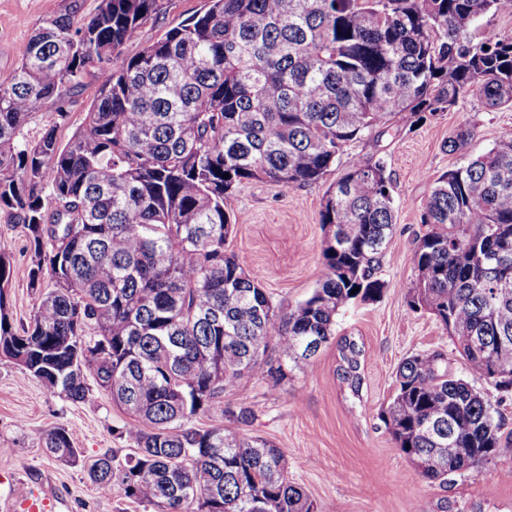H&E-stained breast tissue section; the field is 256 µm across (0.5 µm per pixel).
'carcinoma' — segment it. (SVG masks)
<instances>
[{"label": "carcinoma", "mask_w": 512, "mask_h": 512, "mask_svg": "<svg viewBox=\"0 0 512 512\" xmlns=\"http://www.w3.org/2000/svg\"><path fill=\"white\" fill-rule=\"evenodd\" d=\"M163 0H77L42 20L0 77V211L33 249L39 290L29 326L7 312L11 255L0 250V357L51 395L84 402L90 383L129 420L133 447L87 468L154 512H317L288 480L281 449L194 419L246 374L272 386L336 336L348 304L379 299L395 224L382 157L357 160L326 192L323 276L285 312L226 248V201L245 183L319 182L350 145L476 95L512 109V34L472 29L504 0H206L132 57L124 46ZM99 94L65 144L23 135L52 104L59 119L85 74ZM468 128L448 136L468 148ZM230 177L225 179L223 174ZM410 311L443 326L491 400L438 351L404 358L380 418L422 476L478 473L502 440L512 399V136L434 180L420 215ZM48 285H43L44 279ZM357 292H352V289ZM341 382L362 401L358 343H338ZM45 448L79 460L63 427ZM452 449L449 461L433 453Z\"/></svg>", "instance_id": "cac0c4a2"}]
</instances>
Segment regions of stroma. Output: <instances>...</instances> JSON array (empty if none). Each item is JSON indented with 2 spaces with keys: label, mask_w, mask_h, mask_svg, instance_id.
Wrapping results in <instances>:
<instances>
[{
  "label": "stroma",
  "mask_w": 512,
  "mask_h": 512,
  "mask_svg": "<svg viewBox=\"0 0 512 512\" xmlns=\"http://www.w3.org/2000/svg\"><path fill=\"white\" fill-rule=\"evenodd\" d=\"M62 5L63 0H0V72L17 66L20 47ZM203 5L204 0H168L167 9L125 46V55L137 54ZM97 95L96 78L85 77L66 106L67 119L35 113L24 129L26 138L38 140L51 128L60 143H67ZM461 126L474 133L466 155L445 146L449 133ZM506 135H512V109L489 111L470 96L421 124L399 122L379 142L351 145L316 184L298 188L253 181L228 201L235 220L228 249L274 302L288 309L308 298L322 278L319 214L329 187L353 161L375 153L385 158L393 180L396 221L380 272L386 288L377 301L348 305L336 326L338 336L364 346L363 406L352 408L337 378L339 352L333 344L309 365L292 369L278 386L246 376L230 397L253 411L238 432L280 448L289 480L306 491L318 512H512V443H502L480 473L452 475L441 485L418 475L379 418L394 391L399 363L420 352L445 354L451 373L472 380L487 397L497 396L489 383L473 378L434 316L409 311L406 296L414 280L415 238L423 230L420 214L434 177L467 164L469 155ZM0 235L11 242L8 313L18 328L29 323L36 302L29 282L34 254L22 227L3 212ZM126 420L104 392L92 390L86 401L72 403L48 394L21 366L0 360V512H16L21 495L30 492L47 499L49 512H145L120 491L98 492L86 473L93 459L130 453L119 434ZM55 427L68 431L80 452L78 463H61L46 452L44 434Z\"/></svg>",
  "instance_id": "35a3bbf8"
}]
</instances>
